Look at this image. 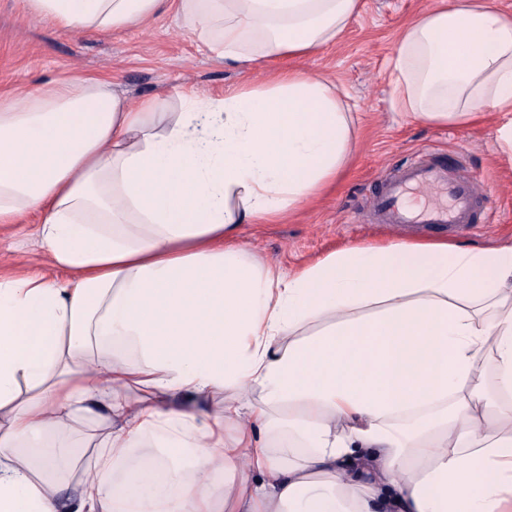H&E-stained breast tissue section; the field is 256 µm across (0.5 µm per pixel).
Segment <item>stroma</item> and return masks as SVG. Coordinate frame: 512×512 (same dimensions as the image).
I'll use <instances>...</instances> for the list:
<instances>
[{"label":"stroma","mask_w":512,"mask_h":512,"mask_svg":"<svg viewBox=\"0 0 512 512\" xmlns=\"http://www.w3.org/2000/svg\"><path fill=\"white\" fill-rule=\"evenodd\" d=\"M435 0H361L360 10L336 43L303 58L306 70L342 85L355 106L359 130L353 160L336 189L279 224L248 226V251L294 269L351 242L448 240L493 247L512 232V157L502 154L497 124L438 128L406 121L392 108L389 62L402 25L432 7ZM270 67L244 68L212 57L172 15L148 27L112 33L64 32L23 12L19 0H0V94L41 87L72 76L111 80L130 100L161 94L169 101L192 92L220 98L244 83L267 79ZM453 159L460 171L480 170L488 202L499 221L479 232L447 233L427 227L398 230L363 218L376 183L422 153ZM38 214L16 224H0V274L28 270L61 278L48 255L28 241Z\"/></svg>","instance_id":"35a3bbf8"}]
</instances>
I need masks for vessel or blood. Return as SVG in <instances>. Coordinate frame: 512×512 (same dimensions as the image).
I'll use <instances>...</instances> for the list:
<instances>
[{
    "mask_svg": "<svg viewBox=\"0 0 512 512\" xmlns=\"http://www.w3.org/2000/svg\"><path fill=\"white\" fill-rule=\"evenodd\" d=\"M414 189L431 195V202L416 210L405 208L403 198ZM483 193L480 173L461 176L454 173L451 164L420 158L379 181L371 208L380 224L442 225L452 232L471 230L493 219L491 209L478 206Z\"/></svg>",
    "mask_w": 512,
    "mask_h": 512,
    "instance_id": "1",
    "label": "vessel or blood"
}]
</instances>
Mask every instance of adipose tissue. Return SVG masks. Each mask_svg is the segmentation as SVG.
<instances>
[{
  "label": "adipose tissue",
  "mask_w": 512,
  "mask_h": 512,
  "mask_svg": "<svg viewBox=\"0 0 512 512\" xmlns=\"http://www.w3.org/2000/svg\"><path fill=\"white\" fill-rule=\"evenodd\" d=\"M105 33L174 12L219 60L331 45L360 0H19ZM393 106L494 114L512 155V14L438 0L400 32ZM81 77L0 99V224L64 280L0 276V512H512V240L249 253L346 168L343 92L291 66L221 99ZM94 455L79 479L70 461ZM187 467H131L152 444Z\"/></svg>",
  "instance_id": "adipose-tissue-1"
}]
</instances>
